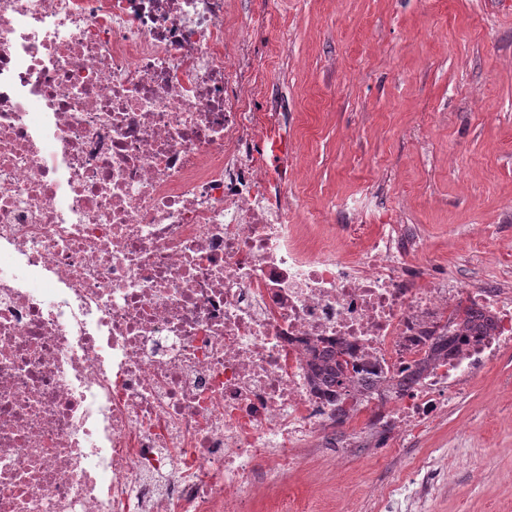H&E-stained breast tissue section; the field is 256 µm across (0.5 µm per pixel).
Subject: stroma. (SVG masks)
<instances>
[{
    "instance_id": "1",
    "label": "stroma",
    "mask_w": 512,
    "mask_h": 512,
    "mask_svg": "<svg viewBox=\"0 0 512 512\" xmlns=\"http://www.w3.org/2000/svg\"><path fill=\"white\" fill-rule=\"evenodd\" d=\"M258 19L255 112H282L296 145L295 221L356 201L367 224L399 215L461 278L512 273V0H228ZM512 353L424 438L444 477L401 512H512ZM396 448L344 467L304 459L288 485L322 512H377L367 494Z\"/></svg>"
}]
</instances>
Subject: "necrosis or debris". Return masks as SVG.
Instances as JSON below:
<instances>
[{
    "label": "necrosis or debris",
    "instance_id": "1",
    "mask_svg": "<svg viewBox=\"0 0 512 512\" xmlns=\"http://www.w3.org/2000/svg\"><path fill=\"white\" fill-rule=\"evenodd\" d=\"M226 8L0 0V512H319L288 496L301 454L420 447L512 350V282L423 259L418 226L294 224L288 124L250 111ZM341 345L357 426L308 366ZM436 478L374 490L388 512Z\"/></svg>",
    "mask_w": 512,
    "mask_h": 512
}]
</instances>
